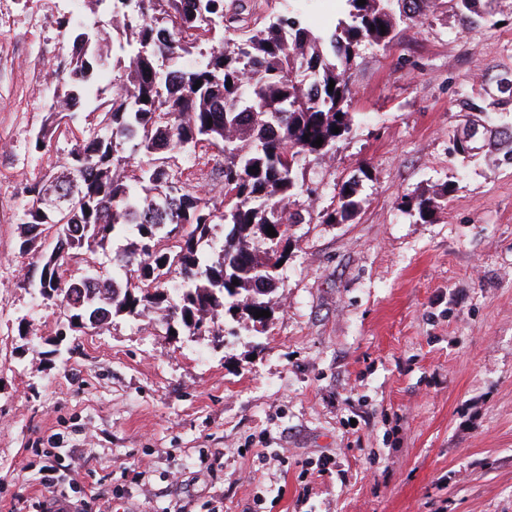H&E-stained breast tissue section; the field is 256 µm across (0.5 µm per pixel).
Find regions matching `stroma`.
<instances>
[{"label": "stroma", "mask_w": 512, "mask_h": 512, "mask_svg": "<svg viewBox=\"0 0 512 512\" xmlns=\"http://www.w3.org/2000/svg\"><path fill=\"white\" fill-rule=\"evenodd\" d=\"M67 7L0 0V512H33L39 448L94 512H512V163L452 145L460 101L495 98L512 73V9L465 29L444 6L361 47L354 130L332 157L301 159L296 201L326 210L355 176L358 212L293 226L264 332L218 315L212 335L175 336L151 309L70 330L28 281L29 188L74 147L60 133L35 146L48 74L72 53ZM303 9L332 26L347 4L256 2ZM218 155L182 153L173 172L218 198ZM442 190L432 222L399 206Z\"/></svg>", "instance_id": "stroma-1"}]
</instances>
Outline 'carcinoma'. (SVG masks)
<instances>
[{
    "label": "carcinoma",
    "instance_id": "cac0c4a2",
    "mask_svg": "<svg viewBox=\"0 0 512 512\" xmlns=\"http://www.w3.org/2000/svg\"><path fill=\"white\" fill-rule=\"evenodd\" d=\"M105 1L112 4L106 25L62 15L72 54L51 73L56 95L35 148L61 127L76 147L50 185L30 187L34 204L21 224L18 248L41 249L31 283L44 297L54 291L79 329H102L116 315L135 318L146 303L177 334L209 332L208 319L220 312L234 321L242 314L262 327L267 317L255 312L271 310L282 269L271 243L288 240L291 227L303 223L301 212L290 210L302 190L300 157L322 159L352 131L349 71L360 47L392 44L397 27L421 23L436 0L425 12L415 0H346L348 18L325 36L298 14L262 18L227 0H85ZM452 2L466 27L505 7L504 0ZM115 48L126 64L92 123L79 111L94 94L90 71ZM187 56L198 61L180 64ZM161 60L171 66L162 67ZM496 86L493 103L512 105V74L499 76ZM461 109L484 115V156L511 162L512 119L493 117L472 99ZM198 146L224 154L218 204L191 179L168 171L172 152ZM49 194L66 198L63 210L45 209ZM355 194L353 183H343L336 206L318 213L319 222L351 218L359 207ZM402 204L422 221L433 220L432 199L406 197ZM217 222L231 231L222 255L210 263L200 246ZM129 226L137 246L115 253L111 275L89 260L82 276H68L78 250L93 254ZM270 226L277 237L267 234Z\"/></svg>",
    "mask_w": 512,
    "mask_h": 512
}]
</instances>
